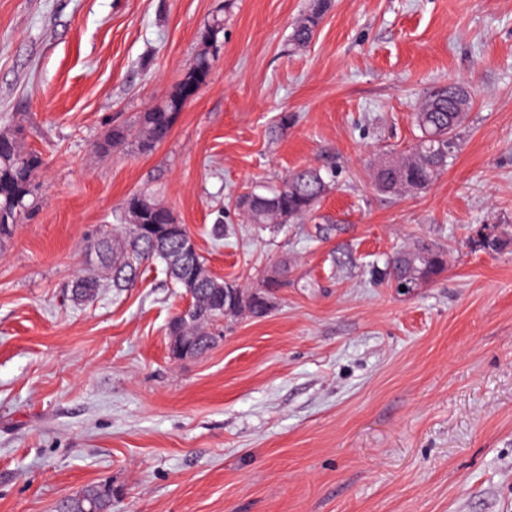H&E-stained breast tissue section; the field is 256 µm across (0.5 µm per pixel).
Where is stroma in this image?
<instances>
[{
    "label": "stroma",
    "mask_w": 512,
    "mask_h": 512,
    "mask_svg": "<svg viewBox=\"0 0 512 512\" xmlns=\"http://www.w3.org/2000/svg\"><path fill=\"white\" fill-rule=\"evenodd\" d=\"M0 0V130L44 164L0 251V512H54L88 485L112 512H512V0ZM211 70L168 138L109 154L184 78ZM472 108L461 150L420 193L372 181L448 79ZM295 122L271 132L280 113ZM305 165L335 170L315 217L269 228L235 206ZM142 192L186 224L211 272L280 273L262 318H228L177 360L183 298L158 264L72 301L89 234ZM223 225V237L212 233ZM432 242L448 268L407 295L372 273ZM327 0H312L308 10L295 23L292 41L297 47H306L313 39L327 8Z\"/></svg>",
    "instance_id": "stroma-1"
}]
</instances>
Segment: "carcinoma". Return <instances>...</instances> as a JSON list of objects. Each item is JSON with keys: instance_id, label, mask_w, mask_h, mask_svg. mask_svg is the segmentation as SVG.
I'll return each instance as SVG.
<instances>
[{"instance_id": "obj_1", "label": "carcinoma", "mask_w": 512, "mask_h": 512, "mask_svg": "<svg viewBox=\"0 0 512 512\" xmlns=\"http://www.w3.org/2000/svg\"><path fill=\"white\" fill-rule=\"evenodd\" d=\"M326 8L327 0H311L293 27L295 46L305 47L312 41ZM219 32L220 24L215 23L200 33L205 50L195 57L183 80L140 117L137 138L141 149L150 150L168 137L190 95L206 81L211 67L210 49ZM471 106L469 92L456 80L421 98L415 112L420 134L407 154L387 153L376 164L373 178L377 190L399 194L429 188L455 159L460 147L459 127ZM127 137V129L116 126L98 149L109 153L122 146ZM42 164L41 156L25 147L19 131L0 132V249L12 239L16 225L34 202L38 189L36 172ZM334 178L331 169L306 166L290 173L275 189L248 192L237 206L251 224H293L317 209ZM122 211L125 224L121 232L106 224L95 231V253L106 275L90 268L78 274L67 286L72 300L90 301L103 288H129L144 263L158 261L174 287L191 289L189 309L171 316L167 335L193 337L197 355L209 350L224 319L241 315L260 318L268 313L272 289L278 286L275 277L264 278L251 287L213 277L204 257L183 246L191 238L186 225L178 222L168 206L146 194L130 195ZM447 264L443 249L422 243L412 250L394 252L375 272L390 287L407 293L440 275ZM55 512H112V486L88 485L62 499Z\"/></svg>"}]
</instances>
